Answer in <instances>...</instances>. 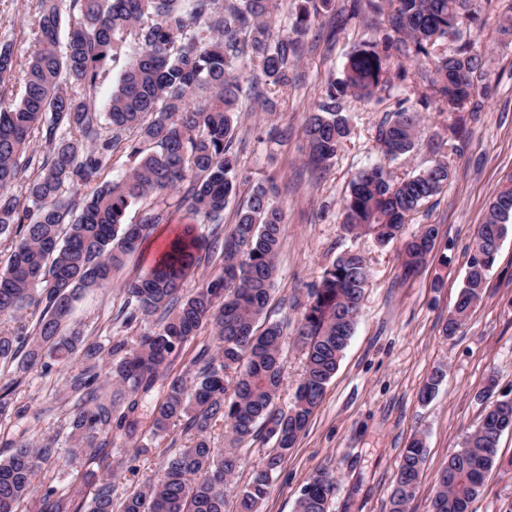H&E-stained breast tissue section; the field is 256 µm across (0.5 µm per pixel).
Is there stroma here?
I'll use <instances>...</instances> for the list:
<instances>
[{
    "mask_svg": "<svg viewBox=\"0 0 512 512\" xmlns=\"http://www.w3.org/2000/svg\"><path fill=\"white\" fill-rule=\"evenodd\" d=\"M343 0L320 10L305 37L306 51L296 78L275 95L272 110L241 113L233 149L237 156V192L224 210L223 232H231L236 212L250 188L274 181L273 201L283 212L284 227L278 275L268 306L271 319L295 333L309 288L338 254L355 249L370 270L354 334L338 370L327 385L309 427L275 475L260 512H295L308 477L328 468L336 476L329 512H390L394 474L404 448L422 438L426 459L407 512H429L438 471L451 449L479 424L492 402L512 398V228L501 240L483 299L456 335L443 327L467 273L468 245L484 220L489 201L512 177V36L499 33L505 0H479L481 25L467 37L486 50L489 95L482 112L465 117L467 133L453 138L448 115L422 108L412 81H394L370 100L347 98L344 112L351 134L329 166L316 169L306 156L303 134L307 112L320 101L328 72L341 71L348 55L370 36L371 18L349 23L331 34L328 21ZM38 19L36 0H0V43L11 44L17 61L32 49L31 32ZM419 111V148L389 162L396 174L418 172L447 156L452 177L447 188L407 218L399 241L382 245L353 237L342 226L340 204L355 174L385 161L376 141L379 124L397 102ZM169 215L115 271L112 284L83 292L73 304L68 328L82 330L91 341L116 337L135 343L141 326L122 327L123 281L147 270L175 230L188 223L182 192L155 199ZM439 229L428 264L417 276L403 278L398 254L402 241L421 225ZM80 361L51 363L48 374L22 375L6 415L0 416V455L7 443L51 433L61 456L72 450L63 400L64 382ZM442 368L445 377L435 397L421 402L429 374ZM495 388H488V377ZM183 425L173 426L149 453L137 455L125 446L126 435L112 434V451L124 460L113 479L117 500L161 477L166 455L190 443ZM499 460L487 475L485 490L471 512H512V433L500 439Z\"/></svg>",
    "mask_w": 512,
    "mask_h": 512,
    "instance_id": "1",
    "label": "stroma"
}]
</instances>
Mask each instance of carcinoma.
<instances>
[{
    "mask_svg": "<svg viewBox=\"0 0 512 512\" xmlns=\"http://www.w3.org/2000/svg\"><path fill=\"white\" fill-rule=\"evenodd\" d=\"M474 0H344L336 28L367 14L374 16L372 37L353 50L341 76L325 80L317 111L306 120L308 161H332L350 134L343 112L346 96L371 99L391 86L392 71L407 77L403 60L418 66L421 102L446 112L457 135L464 113L479 112L489 94L485 59L463 40L478 20ZM77 17L61 41L58 0H37L39 23L34 49L23 68L19 103L0 97V237L11 254L0 271V316L36 314L33 324L0 331V365L20 373L47 370L46 359L66 362L82 353L83 367L66 379L76 401L67 418L79 463L112 465V427L126 429L131 447L147 453L154 440L178 422L194 433L190 446L165 459L163 477L119 504V512H224L228 478L244 463L242 444L274 440L264 462L253 469L237 493L236 512H259L274 475L307 430L353 335L369 269L363 255L346 250L326 267L309 290L295 342L305 369L293 404L275 407L283 384V326L268 319L274 288L283 215L272 187L254 185L237 212L232 232L221 236L220 220L236 190L232 144L245 103L266 110L275 92L288 85L303 52L312 16L296 6L289 33L275 36L271 24L277 0H69ZM136 53L124 65L100 123L91 98L101 71L121 54L128 37ZM8 43H0V85L15 77ZM419 113L404 107L379 126L376 140L390 160L418 147ZM49 151L38 174L27 180L23 198L10 193L31 165L26 156L32 137ZM126 144L128 169L118 181L106 179L112 153ZM452 176L441 159L398 178L375 164L360 171L342 201L343 226L356 237L381 244L398 239L406 218L440 195ZM191 180L187 203L200 223L213 224L214 249L223 254L221 274L189 295L182 283L201 260L206 239L184 225L155 265L125 282L122 324L151 322L128 345L123 339L107 350L84 344L82 333L64 327L78 295L106 287L150 235L164 213L149 201ZM87 193L74 201L80 188ZM140 206L138 222H125ZM512 224V178L489 203L470 245L468 279L443 332L455 335L482 299L502 238ZM436 236L433 224L421 226L400 252L404 275L418 273L432 249L418 245ZM218 341L217 355L202 347L187 370H174L183 347L206 324ZM111 357L108 377L120 389L112 397L99 381L98 361ZM160 386L149 435H138L140 397ZM224 420L229 447L214 448L207 438L213 421ZM512 431V400L485 409L480 424L448 456L429 512H470L495 464L499 440ZM56 437L21 440L0 459V512H21L36 476L57 456ZM425 448L413 439L400 458L390 512H406L425 462ZM336 480L329 470L308 477L296 512H329ZM82 489L45 485L39 512H82ZM89 512H114L112 476L100 479Z\"/></svg>",
    "mask_w": 512,
    "mask_h": 512,
    "instance_id": "carcinoma-1",
    "label": "carcinoma"
}]
</instances>
